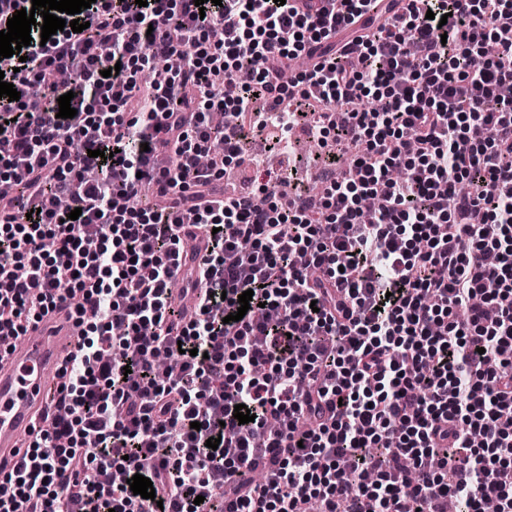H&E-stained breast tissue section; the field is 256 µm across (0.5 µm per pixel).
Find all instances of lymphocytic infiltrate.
Returning a JSON list of instances; mask_svg holds the SVG:
<instances>
[{"label":"lymphocytic infiltrate","instance_id":"f902f5d3","mask_svg":"<svg viewBox=\"0 0 512 512\" xmlns=\"http://www.w3.org/2000/svg\"><path fill=\"white\" fill-rule=\"evenodd\" d=\"M382 2L94 0L82 32L36 24L0 57L21 94L0 100L17 189L0 198V342L59 303L82 329L0 512H512V0H392L386 18ZM363 97L380 109L337 121ZM306 106L318 140L359 144L358 178L285 204L263 182L216 191L261 168L251 130L287 152ZM217 139L222 166L201 165ZM247 290L266 319L231 320ZM163 353L178 366L161 378Z\"/></svg>","mask_w":512,"mask_h":512}]
</instances>
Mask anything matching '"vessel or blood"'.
I'll return each mask as SVG.
<instances>
[{"label": "vessel or blood", "mask_w": 512, "mask_h": 512, "mask_svg": "<svg viewBox=\"0 0 512 512\" xmlns=\"http://www.w3.org/2000/svg\"><path fill=\"white\" fill-rule=\"evenodd\" d=\"M78 334L68 307L61 304L0 356V470L19 464L26 437L41 428L47 378L59 370Z\"/></svg>", "instance_id": "b4317fda"}]
</instances>
